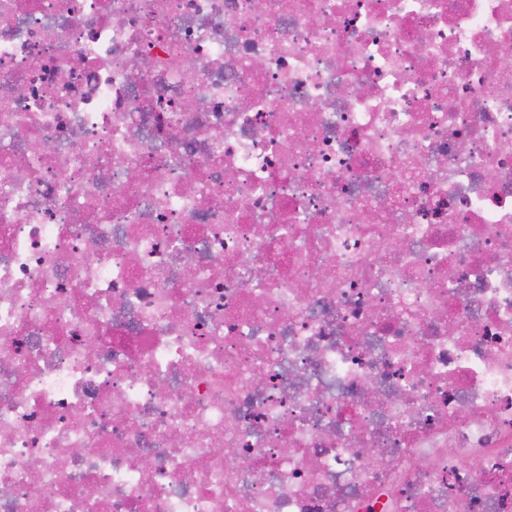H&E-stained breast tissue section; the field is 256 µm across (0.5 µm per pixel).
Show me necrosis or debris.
Returning <instances> with one entry per match:
<instances>
[{"mask_svg":"<svg viewBox=\"0 0 512 512\" xmlns=\"http://www.w3.org/2000/svg\"><path fill=\"white\" fill-rule=\"evenodd\" d=\"M510 49L512 0H0V512H512Z\"/></svg>","mask_w":512,"mask_h":512,"instance_id":"4bbe7bcc","label":"necrosis or debris"}]
</instances>
